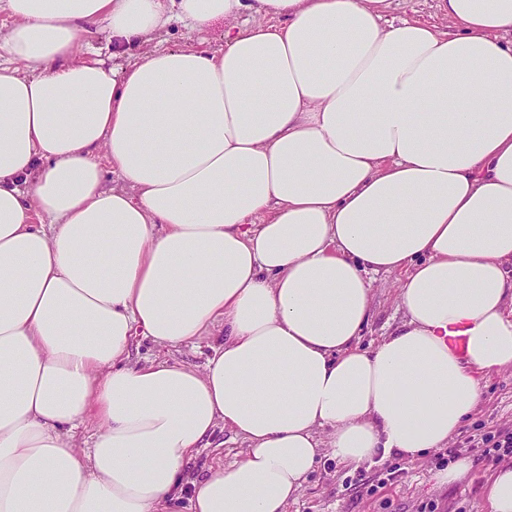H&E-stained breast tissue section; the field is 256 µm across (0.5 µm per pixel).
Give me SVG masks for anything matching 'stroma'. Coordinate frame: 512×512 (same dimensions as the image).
<instances>
[{"label": "stroma", "mask_w": 512, "mask_h": 512, "mask_svg": "<svg viewBox=\"0 0 512 512\" xmlns=\"http://www.w3.org/2000/svg\"><path fill=\"white\" fill-rule=\"evenodd\" d=\"M224 42V26L216 24L204 32L189 30L174 19L160 31L154 44L173 48L195 46L217 48ZM399 274H379L375 277L372 316L363 331V344H370L387 335L403 319L398 304ZM214 337H204L197 345L179 349H163L144 337H135L131 346L132 362L144 364L163 357L170 362L204 368L211 353ZM512 428V370L486 376L483 397L472 416L463 424L451 445L461 448L465 439L474 434L477 425ZM247 443L243 436L227 428H217L210 445L201 449L194 468L198 471L220 462L233 460ZM437 452L420 460L397 455L387 457L386 463L401 469L402 474L392 485L380 488L376 482L379 465H364L354 469L340 463L333 455L322 457L319 465L300 489L288 512H484L483 486L493 467L492 462L471 451L475 471L470 482L462 485H441L435 479L438 470Z\"/></svg>", "instance_id": "obj_1"}]
</instances>
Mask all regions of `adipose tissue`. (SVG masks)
<instances>
[{"label": "adipose tissue", "mask_w": 512, "mask_h": 512, "mask_svg": "<svg viewBox=\"0 0 512 512\" xmlns=\"http://www.w3.org/2000/svg\"><path fill=\"white\" fill-rule=\"evenodd\" d=\"M389 5L0 0V512H287L323 448L447 447L512 369V0ZM173 18L223 47L151 48ZM219 325L204 369L129 361ZM386 11L384 19L398 22L401 19H417L424 22H437L434 0H395ZM400 273L378 274L374 282L372 316L363 331L361 343L367 346L387 335L403 320L397 300ZM211 444L206 448H201L196 460L194 461V470L204 471L209 466L217 463H224L235 458V454L241 456V452L247 448V442L243 436L222 426L218 427L213 437L210 439ZM224 442V446H218ZM220 447V448H216Z\"/></svg>", "instance_id": "adipose-tissue-1"}]
</instances>
